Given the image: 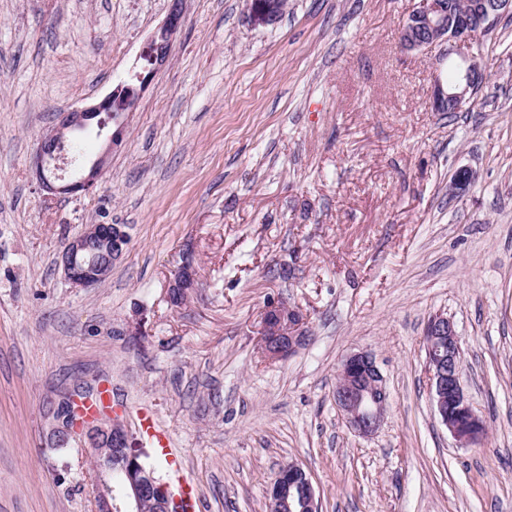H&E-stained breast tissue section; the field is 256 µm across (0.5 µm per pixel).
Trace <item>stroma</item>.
<instances>
[{"instance_id":"1","label":"stroma","mask_w":512,"mask_h":512,"mask_svg":"<svg viewBox=\"0 0 512 512\" xmlns=\"http://www.w3.org/2000/svg\"><path fill=\"white\" fill-rule=\"evenodd\" d=\"M416 3L288 0L254 27L246 0H185L103 179L51 196L41 137L143 66L171 0H0V512H91L93 452L71 438L57 481L47 410L105 387L134 440L144 413L168 430L201 512H267L291 462L321 512H512V17L472 46L486 80L469 103L438 112L436 51L400 43ZM102 223L126 225L127 249L104 283L73 287L64 245ZM188 255L198 288L175 307ZM273 299L309 327L278 362L257 344ZM439 313L479 447L431 403ZM358 351L388 392L369 437L333 396ZM196 270L194 262L191 258L186 257L178 271L175 272L173 278L170 280L167 288V296L171 301L172 297L176 295L180 288L190 289L195 288L196 283Z\"/></svg>"}]
</instances>
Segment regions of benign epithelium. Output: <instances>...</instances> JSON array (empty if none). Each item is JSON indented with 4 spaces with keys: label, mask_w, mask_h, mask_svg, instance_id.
Segmentation results:
<instances>
[{
    "label": "benign epithelium",
    "mask_w": 512,
    "mask_h": 512,
    "mask_svg": "<svg viewBox=\"0 0 512 512\" xmlns=\"http://www.w3.org/2000/svg\"><path fill=\"white\" fill-rule=\"evenodd\" d=\"M286 4L287 0H247V20L254 27L273 26L279 22ZM503 16H512V0H460L454 12L444 0H419L401 30V44L407 51L440 48L436 64L441 65L454 54L465 57V50L470 48L477 31ZM183 19V0H172L166 20L150 37L144 52L146 65L130 79L118 83L98 102L59 113L58 123L41 138L35 154L34 174L42 190L50 195H68L88 192L95 187L112 151L122 144L121 116L133 111L142 91L168 61L173 38L182 27ZM484 78V72L471 64L451 86L435 78V111L461 108L470 101L476 84ZM91 126L105 141V151L90 164H76L75 178L67 181L57 173L56 161L67 152L75 134ZM128 240L123 224L89 225L65 244L61 259L65 278L76 288L100 285L107 274L106 265L100 262L101 255L108 253L111 261L119 260ZM195 283L194 262L187 257L170 280L167 296H175L181 288L191 290ZM307 334V323L297 310L272 301L267 304L261 320L258 345L268 359L280 360L293 354L306 341ZM424 343L430 393L440 423L460 445L482 444L487 430L464 389L460 339L453 321L443 314L433 316L427 323ZM334 400L358 434L370 436L377 431L384 418L388 394L372 355L358 352L343 360L337 371ZM85 436L97 454L103 440L112 441V454L121 461L124 477L119 487L105 483L96 492L105 505V512L112 510V498L116 496L123 499L130 512H139L142 497L159 489V485L139 461V453L135 451L123 418L113 413L86 429ZM268 494L272 507L279 512H319L313 484L305 471L295 464L278 472Z\"/></svg>",
    "instance_id": "1"
}]
</instances>
